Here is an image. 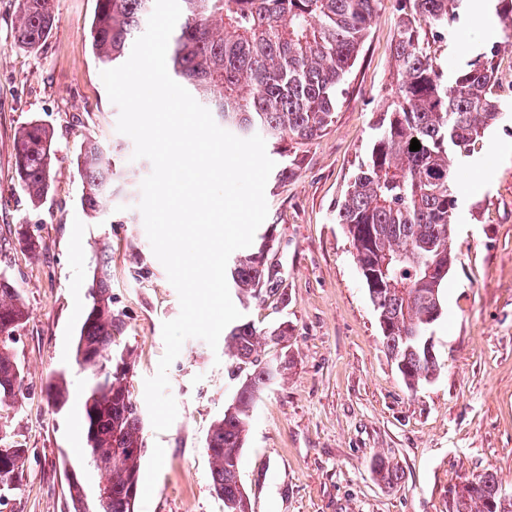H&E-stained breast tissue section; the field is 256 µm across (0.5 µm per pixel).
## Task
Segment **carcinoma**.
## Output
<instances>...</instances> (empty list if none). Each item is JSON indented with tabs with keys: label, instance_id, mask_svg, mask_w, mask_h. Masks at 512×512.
<instances>
[{
	"label": "carcinoma",
	"instance_id": "1",
	"mask_svg": "<svg viewBox=\"0 0 512 512\" xmlns=\"http://www.w3.org/2000/svg\"><path fill=\"white\" fill-rule=\"evenodd\" d=\"M382 0H180L178 31L170 43L169 74L196 101L216 113L222 127L240 138L261 135L281 158L280 181L295 173L297 156L288 142L323 136L333 123L341 85L356 60ZM398 21L393 57L398 79L391 102L375 127L366 159L336 208L345 226L371 302L383 345L407 386L415 388L437 371L425 348L443 314L445 269L452 256L451 224L457 206V163L499 121L497 57L512 46V0H497L504 40L445 75L421 22L432 38L448 39L464 0H396ZM154 0H96L90 28L95 57L107 68L123 64L153 11ZM54 25V0H18L15 42L39 48ZM421 148L410 150L412 139ZM54 129L31 121L14 137V166L22 192L37 206L46 198L56 159ZM133 161L117 147L89 138L76 167L81 203L95 215L103 202L129 187ZM268 236L258 248L227 268V278L244 300L277 296L281 272L263 259ZM89 309L80 328L75 363L88 379L83 395L87 465L100 476L88 495L77 474L68 479L72 512H135L141 481L144 421L129 390L132 354L117 350L125 314L114 306L108 259L95 265ZM26 319L20 289L0 274V408L24 397L23 372L14 345ZM261 332L248 321L224 336L239 384L224 415L207 435L210 477L224 512H251L239 486L241 450L262 391L287 368L259 359ZM54 405L70 397L65 372L47 386ZM0 420V505L20 489L27 449L8 443ZM456 495V512H512L500 501V485L487 470Z\"/></svg>",
	"mask_w": 512,
	"mask_h": 512
}]
</instances>
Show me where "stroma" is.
Listing matches in <instances>:
<instances>
[{"label": "stroma", "instance_id": "stroma-1", "mask_svg": "<svg viewBox=\"0 0 512 512\" xmlns=\"http://www.w3.org/2000/svg\"><path fill=\"white\" fill-rule=\"evenodd\" d=\"M95 3L55 0L53 30L30 52L14 44L16 0H0V272L15 280L28 312L15 346L24 399L0 409L11 444L27 449L28 461L20 490L0 512H68L66 461L88 490L98 483L81 453L86 376L74 352L101 247L109 249L112 297L126 315L120 341L133 353L136 398L165 352L163 322L180 313L138 208L151 162L136 160L129 191L97 217L80 204L74 157L83 141L93 136L134 151L117 130L119 110L92 53ZM397 20L386 0L345 77L332 126L299 147L292 177L266 184L283 295L241 311L262 332L287 322L285 345L264 341L262 356L286 353L290 364L262 392L242 452L252 512H454L455 489L488 469L512 495V156H489L492 146L512 145V51L499 57L504 116L476 143L457 182L454 264L432 333L438 371L418 389L405 385L383 345L353 247L336 222L396 83ZM32 120L54 129L57 150L37 208L19 193L12 164L14 134ZM22 223L38 237L37 252L18 244ZM229 367L203 340L184 343L168 371L178 416L160 433L144 427L135 512H224L205 440L237 388ZM61 369L70 399L58 410L45 386ZM380 457L397 467V480H377Z\"/></svg>", "mask_w": 512, "mask_h": 512}]
</instances>
